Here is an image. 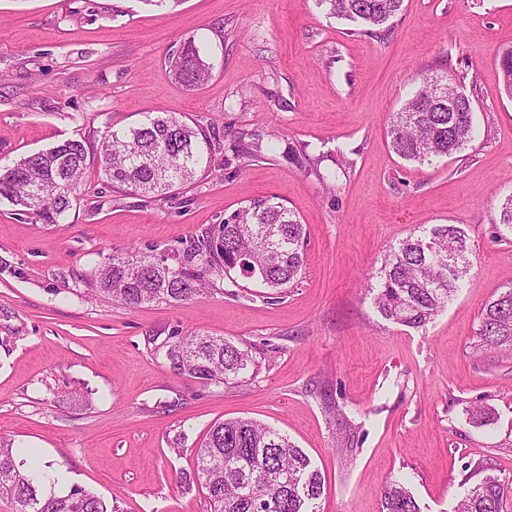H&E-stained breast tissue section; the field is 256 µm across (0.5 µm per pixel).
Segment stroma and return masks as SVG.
<instances>
[{"instance_id": "1", "label": "stroma", "mask_w": 512, "mask_h": 512, "mask_svg": "<svg viewBox=\"0 0 512 512\" xmlns=\"http://www.w3.org/2000/svg\"><path fill=\"white\" fill-rule=\"evenodd\" d=\"M198 34L213 75L190 89L169 57ZM512 0H403L381 34L316 0H0V165L163 112L230 146L246 130L274 155L199 169L165 199L112 188L90 156L62 224L0 198V438L121 512H210L194 475L210 426L278 429L322 476L320 512H382L392 479L421 512H453L471 465L512 482V347L483 349L479 315L512 288V99L500 53ZM464 78L478 134L432 164L399 158L387 125L420 70ZM318 161L301 168L300 152ZM333 174V182L322 177ZM306 229L288 287L222 289L179 307L63 300L103 256L168 254L264 197ZM461 224L462 288L419 328L384 319L371 284L389 247ZM252 346L261 368L237 387L165 368L154 341L179 330ZM486 410L474 422V408Z\"/></svg>"}]
</instances>
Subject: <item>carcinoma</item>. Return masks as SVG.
I'll list each match as a JSON object with an SVG mask.
<instances>
[{
	"instance_id": "1",
	"label": "carcinoma",
	"mask_w": 512,
	"mask_h": 512,
	"mask_svg": "<svg viewBox=\"0 0 512 512\" xmlns=\"http://www.w3.org/2000/svg\"><path fill=\"white\" fill-rule=\"evenodd\" d=\"M326 14L372 30L400 10L403 0H316ZM503 91L512 98V49L498 57ZM176 79L189 88L205 85L213 65L190 35L170 61ZM433 77L423 78L417 93L390 117L393 151L423 164L461 151L476 137L473 106L466 112L429 106ZM88 144L66 140L52 148L0 167V197L44 224H60L77 200L87 169ZM221 143L166 113L147 115L137 126L108 131L96 153L112 187L166 196L192 183L199 166L211 163ZM270 145L239 131L233 159L266 158ZM305 229L296 214L272 198L241 208L222 224L190 236L162 259L130 250L112 254L95 266L78 297L105 298L129 309L149 304L179 306L216 283L239 286L243 278L262 288H285L305 262ZM472 253L467 231L458 224H437L429 234L409 237L385 255L374 288L380 314L411 328L424 326L461 288L460 278ZM477 335L483 348L512 345V288L481 310ZM162 364L179 375L208 384L235 387L256 377L259 361L252 349L221 336L196 331L172 336L155 348ZM17 449L0 440V496L14 512H119L101 497L74 485L59 495L30 469L17 464ZM478 464L482 477L459 501L456 512H512V486ZM196 476L208 492L210 512H318L322 480L310 459L286 436L249 418L214 422L196 454ZM383 512H421L404 483L384 491Z\"/></svg>"
}]
</instances>
